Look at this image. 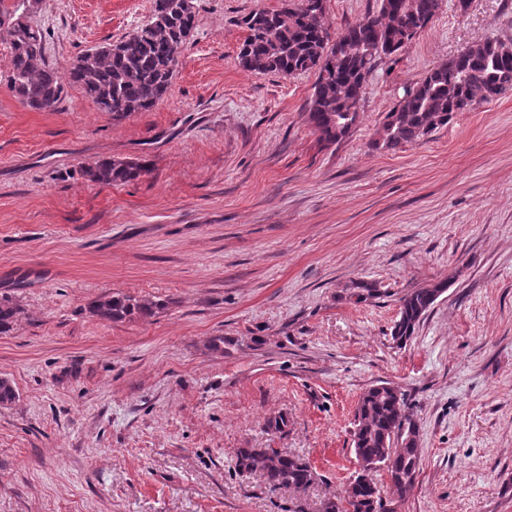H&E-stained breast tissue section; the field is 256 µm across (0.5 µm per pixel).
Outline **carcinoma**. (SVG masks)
<instances>
[{"mask_svg":"<svg viewBox=\"0 0 512 512\" xmlns=\"http://www.w3.org/2000/svg\"><path fill=\"white\" fill-rule=\"evenodd\" d=\"M184 0H153V23L139 27L124 47L104 53L68 72L69 83L81 87L98 108L122 120L155 107L169 93L174 65L189 33L196 27V13ZM325 0H284L278 11L256 10L240 24L248 36L239 52L241 66L256 73L294 74L313 70L316 81L306 121L319 140L334 144L349 135L359 118L364 84L377 59L398 52L433 21L442 0H381L385 21L371 25L357 22L344 35L331 40L323 26ZM47 33L17 24L7 39L13 61L9 89L23 105L51 111L60 102L64 84L57 70L43 60ZM512 95V42L489 38L430 70L384 117L375 146L396 150L418 142L448 125L458 112H469L481 103ZM139 159H105L80 170L87 181L116 185L147 173ZM447 284L419 288L401 299L391 335L402 344ZM165 303L123 293H108L91 301L88 313L108 322L147 319L164 310ZM23 309L9 296H0V334L15 329ZM356 421L368 424L354 431L357 458L384 464L390 482L416 476L420 450L402 448L388 461L381 460V439L398 437L412 423L405 407L397 406L383 388L366 391L359 400ZM236 466L241 471L260 470L272 490L306 489L309 466L277 448H242ZM324 512H384L375 485H351L347 496L331 499Z\"/></svg>","mask_w":512,"mask_h":512,"instance_id":"carcinoma-1","label":"carcinoma"}]
</instances>
